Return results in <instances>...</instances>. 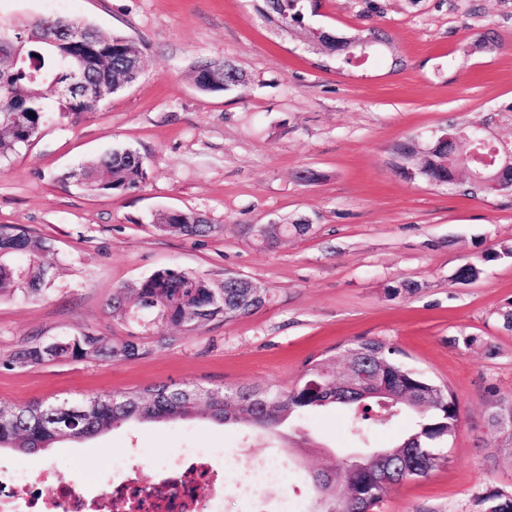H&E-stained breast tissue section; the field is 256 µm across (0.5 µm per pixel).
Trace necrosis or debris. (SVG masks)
<instances>
[{
    "label": "necrosis or debris",
    "mask_w": 512,
    "mask_h": 512,
    "mask_svg": "<svg viewBox=\"0 0 512 512\" xmlns=\"http://www.w3.org/2000/svg\"><path fill=\"white\" fill-rule=\"evenodd\" d=\"M212 458L208 451H192L153 466L147 481L113 482L102 475L57 480L48 469L33 478L16 469L0 474V512H211L208 498L223 494L225 475ZM47 480L54 483L48 496L36 488Z\"/></svg>",
    "instance_id": "obj_1"
}]
</instances>
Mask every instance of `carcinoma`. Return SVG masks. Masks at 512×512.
Wrapping results in <instances>:
<instances>
[{
    "mask_svg": "<svg viewBox=\"0 0 512 512\" xmlns=\"http://www.w3.org/2000/svg\"><path fill=\"white\" fill-rule=\"evenodd\" d=\"M309 0H263L260 13L264 20L284 31L305 33ZM9 38L0 41V56L25 57L12 70L0 71V161L9 159L39 133L47 114V93L55 91L54 79L67 62L80 57L87 70V85L82 93L85 112L101 109L99 87L110 69L127 60L129 38L115 34L109 38L105 56L96 53L99 46L73 38L64 40L61 31L89 30L77 22L39 19L23 24H2ZM318 51L330 56L344 51L355 55L358 48L344 38L325 36ZM466 142L444 153L428 146L416 152L396 145L402 159L397 168L414 171L413 179L436 184L446 177L467 183L470 177L458 163L467 152ZM141 155L130 148L113 149L84 163L70 177L91 191L121 193L140 187L148 179ZM156 224L163 231L182 236H200L212 231L209 224L192 212L180 216L160 215ZM312 232L308 224L270 225L257 240L271 249L289 237ZM45 239L15 228H0V299L21 296L34 298L47 287V268L42 256ZM512 258V242L502 241L484 249L467 264L464 273L477 280L488 262ZM183 275L171 269L158 270L143 279L134 291L136 312L165 324H200L217 317L226 320L249 315L260 305L248 298L245 288H211L201 279L196 288L182 287ZM135 346L107 344L98 337L90 348L83 337L71 339L58 353L59 358L104 356L110 360L131 357ZM397 351L373 339L362 338L340 351L323 353L308 360L302 377L294 386L241 385L233 389L211 388L205 406L196 400L195 385L156 384L143 389L93 394L73 400L47 399L25 406L7 405L10 413L0 418V448L35 453L62 441L77 442L106 430L131 423H179L203 408L207 416L222 425H242L257 433L282 432L291 427L294 417L319 408L337 406L345 410L346 426L351 434L366 441L372 432L391 427L400 417L410 416L414 427L390 446L381 449L382 463H394L404 470L408 480L423 478L447 466L449 455L442 451L455 435L460 422L455 396L422 373L403 365ZM40 364L35 347L17 349L5 362L11 367L20 360ZM381 463H372L363 472L354 471L344 459L328 457L314 472L311 482L314 499L306 512H376L386 487L376 484L383 476ZM479 512H506L512 496L488 489L476 497Z\"/></svg>",
    "mask_w": 512,
    "mask_h": 512,
    "instance_id": "obj_1",
    "label": "carcinoma"
}]
</instances>
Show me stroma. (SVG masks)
<instances>
[{
	"label": "stroma",
	"mask_w": 512,
	"mask_h": 512,
	"mask_svg": "<svg viewBox=\"0 0 512 512\" xmlns=\"http://www.w3.org/2000/svg\"><path fill=\"white\" fill-rule=\"evenodd\" d=\"M261 0H0V20H78L121 34L143 53V70L96 112L49 113L33 141L0 162V225L46 239L52 276L34 299L0 300V403L25 405L126 391L156 383L204 388L294 385L307 360L359 337L398 351L408 367L447 385L460 410L447 467L386 492L376 512H477L482 490L512 492V457L484 431L493 395L512 396V331L496 321L512 301V260L488 263L478 280L453 282L457 268L512 240V199L472 198L409 181L392 164L399 140L448 123L478 120L512 103V0H320L315 20L351 34L376 27L404 65H336L300 37L266 24ZM495 36L496 50H477ZM232 61L239 86L201 92L193 70ZM115 147L144 159L148 181L114 194L92 193L68 174ZM312 170L316 181L296 174ZM200 215L204 237L172 236L155 217ZM306 217L314 231L272 249L251 225ZM177 268L212 287L248 278L271 292L257 312L195 327L150 324L112 311L155 271ZM409 279L411 296L387 295ZM90 332L132 341L137 356L96 357L4 368L20 346ZM478 336L493 352L465 348ZM313 445L223 426L205 416L181 424H132L44 452L0 450V462L38 474L102 467L139 449L172 460L187 448H220L226 458L277 457L288 479L244 498L224 485L220 512H274L284 495L308 499L325 455L359 452L341 409L294 420Z\"/></svg>",
	"instance_id": "1"
}]
</instances>
